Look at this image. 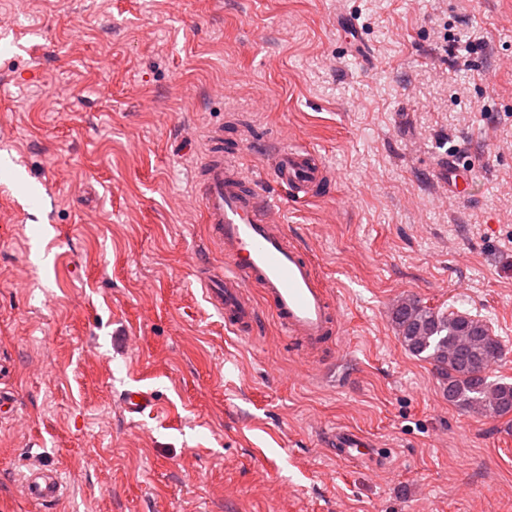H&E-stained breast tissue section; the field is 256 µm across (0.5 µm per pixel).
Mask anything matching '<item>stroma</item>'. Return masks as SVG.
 Wrapping results in <instances>:
<instances>
[{
	"instance_id": "1",
	"label": "stroma",
	"mask_w": 512,
	"mask_h": 512,
	"mask_svg": "<svg viewBox=\"0 0 512 512\" xmlns=\"http://www.w3.org/2000/svg\"><path fill=\"white\" fill-rule=\"evenodd\" d=\"M0 512H512V414L450 404L391 319H482L512 382V0H0ZM266 180L281 144L329 190L272 186L343 314L305 363L238 336L198 266L209 135ZM470 159L468 189L437 168ZM155 391L131 417L119 393ZM384 458L340 460L329 430ZM21 480L28 500L37 505H57L64 497L65 481L56 468H29Z\"/></svg>"
}]
</instances>
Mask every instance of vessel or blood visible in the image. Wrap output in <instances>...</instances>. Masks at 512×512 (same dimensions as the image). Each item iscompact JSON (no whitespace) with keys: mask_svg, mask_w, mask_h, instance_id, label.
<instances>
[{"mask_svg":"<svg viewBox=\"0 0 512 512\" xmlns=\"http://www.w3.org/2000/svg\"><path fill=\"white\" fill-rule=\"evenodd\" d=\"M273 179L306 198L318 196L330 174L321 156L304 145L275 151L269 164ZM201 217L209 238L224 257V274L202 272L205 298L226 327L240 335L253 334L259 307L273 315L280 331L313 353L338 336L341 311L333 291L321 275L311 252L290 236L279 216V203L224 150V132L215 130L199 166ZM258 289L252 301L249 289ZM123 411L141 415L154 408L155 398L133 389L122 395ZM338 458L375 462L371 440L361 432L339 428L332 434ZM29 501L58 504L65 481L58 469H28L23 477Z\"/></svg>","mask_w":512,"mask_h":512,"instance_id":"vessel-or-blood-1","label":"vessel or blood"}]
</instances>
